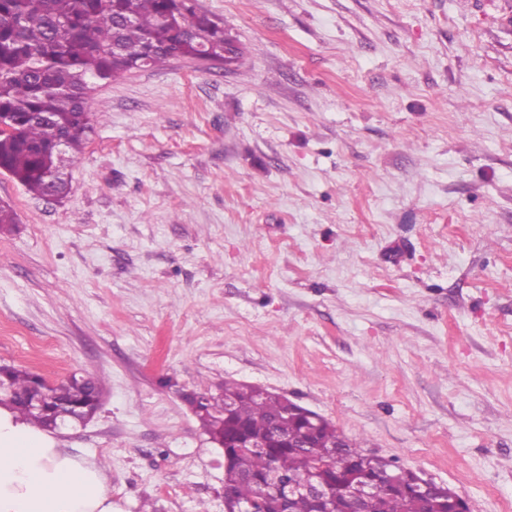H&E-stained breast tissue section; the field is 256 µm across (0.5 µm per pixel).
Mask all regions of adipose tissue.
<instances>
[{"mask_svg": "<svg viewBox=\"0 0 512 512\" xmlns=\"http://www.w3.org/2000/svg\"><path fill=\"white\" fill-rule=\"evenodd\" d=\"M0 512H114L108 474L0 408Z\"/></svg>", "mask_w": 512, "mask_h": 512, "instance_id": "adipose-tissue-1", "label": "adipose tissue"}]
</instances>
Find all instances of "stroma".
<instances>
[{"label":"stroma","mask_w":512,"mask_h":512,"mask_svg":"<svg viewBox=\"0 0 512 512\" xmlns=\"http://www.w3.org/2000/svg\"><path fill=\"white\" fill-rule=\"evenodd\" d=\"M244 54L100 85L63 200L0 174V364L89 373L115 512H224L246 382L512 505V0H197Z\"/></svg>","instance_id":"obj_1"}]
</instances>
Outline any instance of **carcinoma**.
Returning <instances> with one entry per match:
<instances>
[{
  "label": "carcinoma",
  "mask_w": 512,
  "mask_h": 512,
  "mask_svg": "<svg viewBox=\"0 0 512 512\" xmlns=\"http://www.w3.org/2000/svg\"><path fill=\"white\" fill-rule=\"evenodd\" d=\"M225 63L243 56L223 22L196 0H0V119L11 133L0 136V167L37 197L67 196L68 175L56 148L76 159L93 132L91 93L123 73L155 66L169 57L193 60L201 52ZM44 379L0 365V407L43 429L64 427L49 407L95 414L102 390L89 375L73 374L46 388L48 409L28 400ZM185 400L200 428L222 443L241 436L265 448H233L224 492L243 506L279 512L265 491L270 472L284 482L316 476L326 484L336 512H352L370 489L375 512H449L448 489L425 498L414 471L367 454L327 420L315 422L288 407L281 396L225 382ZM303 436L305 448L282 447L274 435Z\"/></svg>",
  "instance_id": "1"
}]
</instances>
